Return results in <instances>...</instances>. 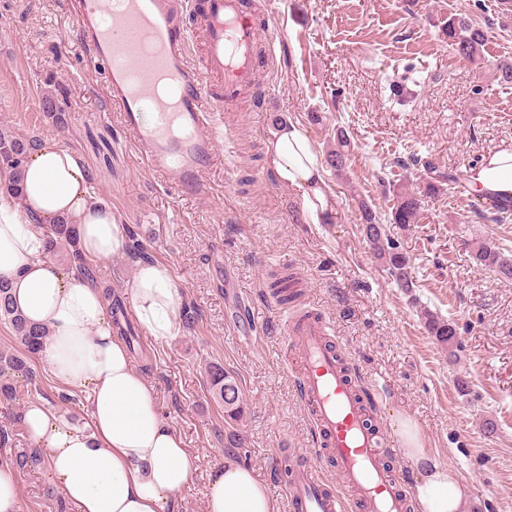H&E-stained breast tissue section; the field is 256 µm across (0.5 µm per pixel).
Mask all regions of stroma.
I'll use <instances>...</instances> for the list:
<instances>
[{
    "label": "stroma",
    "mask_w": 512,
    "mask_h": 512,
    "mask_svg": "<svg viewBox=\"0 0 512 512\" xmlns=\"http://www.w3.org/2000/svg\"><path fill=\"white\" fill-rule=\"evenodd\" d=\"M250 3L263 10V36L282 41L259 70L257 94L225 106L217 142L224 165L213 174V197L194 200L159 183L138 157L79 41L70 0H0V130L70 150L96 196L136 233L150 260L169 267L182 305L198 313L194 327L167 342L145 338L149 361L132 362L154 387L162 419L196 458L172 512H205L211 473L228 458L249 465L279 512H288L285 452L312 450L284 334L287 311L268 288L272 275L291 268L333 326L337 350L357 360L361 389L399 451L392 466L409 484L421 476L401 453L397 423L410 420L459 476L466 512H512V283L471 256L485 243L512 259V220L478 218L463 184L488 154L512 148V83L498 79L500 65L512 64V22L497 0H422L418 8L412 0ZM453 14L485 30L481 60L449 48L442 28ZM50 99L62 120L49 114ZM278 116L322 153L337 130L348 133L346 175L322 168L330 223H314L302 189L275 172ZM426 161L456 182L426 194ZM399 183L422 200L416 224L390 229L412 260L410 295L374 257L358 208L363 200L389 217L390 187ZM240 307L247 335L225 322ZM425 309L455 323L456 363L427 332ZM215 364L241 391L243 415L230 425L207 391ZM35 369L55 411L87 421L81 395L44 364ZM231 433L238 447H225ZM16 477L23 512H76L47 469H20Z\"/></svg>",
    "instance_id": "1"
}]
</instances>
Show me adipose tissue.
Masks as SVG:
<instances>
[{
    "mask_svg": "<svg viewBox=\"0 0 512 512\" xmlns=\"http://www.w3.org/2000/svg\"><path fill=\"white\" fill-rule=\"evenodd\" d=\"M272 152L280 180L303 188L313 218L327 219L331 204L311 140L284 126ZM476 181L512 194V149L486 157ZM60 221L75 225L90 259L126 251V225L93 194L73 153L46 140L24 163L21 200L0 203V275L9 278L19 310L46 328L40 358L55 377L85 393L89 421L77 425L38 401L26 406L24 426L78 512H166L190 483L194 460L179 432L162 420L151 384L133 369L102 288L49 258L44 227ZM129 294L148 336L164 342L180 333L179 291L167 265L139 263ZM401 436L406 456L423 468L414 489L421 512H463L460 480L423 447L416 425L402 422ZM205 503L206 512H278L252 469L235 461L212 472Z\"/></svg>",
    "mask_w": 512,
    "mask_h": 512,
    "instance_id": "obj_1",
    "label": "adipose tissue"
}]
</instances>
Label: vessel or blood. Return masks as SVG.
<instances>
[{"label": "vessel or blood", "instance_id": "1", "mask_svg": "<svg viewBox=\"0 0 512 512\" xmlns=\"http://www.w3.org/2000/svg\"><path fill=\"white\" fill-rule=\"evenodd\" d=\"M71 8L139 156L179 195L210 198V173L223 163L218 116L271 52L242 0H72ZM200 34L206 53L197 64L191 45ZM284 333L299 357L316 448L288 469L289 512H410L404 476L387 466L395 451L376 431L355 364L337 351L320 309L296 310Z\"/></svg>", "mask_w": 512, "mask_h": 512}]
</instances>
